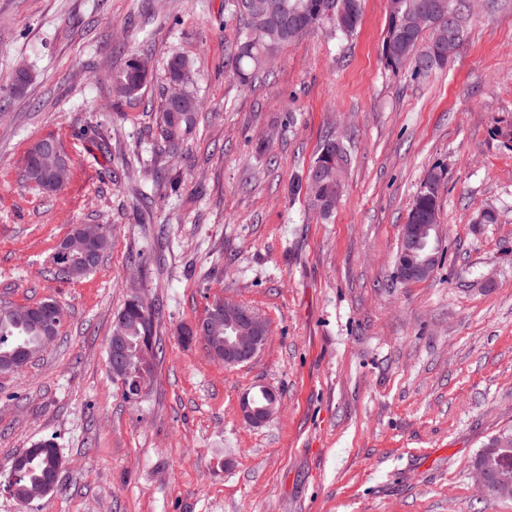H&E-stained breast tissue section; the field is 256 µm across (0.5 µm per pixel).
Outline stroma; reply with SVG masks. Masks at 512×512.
<instances>
[{
  "label": "stroma",
  "mask_w": 512,
  "mask_h": 512,
  "mask_svg": "<svg viewBox=\"0 0 512 512\" xmlns=\"http://www.w3.org/2000/svg\"><path fill=\"white\" fill-rule=\"evenodd\" d=\"M468 3L462 46L429 76L385 68L387 0H363L352 36L323 25L246 87L225 66L224 0H0V302L65 309L50 347L0 374V483L44 439L66 463L29 506L0 492V512H512L473 466L512 427V0ZM144 41L150 80L116 100L112 76ZM175 53L194 62L203 108L171 152L153 115ZM21 67L31 81L15 94ZM49 134L73 159L50 197L20 177ZM330 134L350 160L325 216L288 183ZM436 166L443 258L404 283L401 227ZM488 205L497 223H477ZM76 224L108 226L112 248L61 282L49 256ZM133 286L156 304L163 348L135 403L106 358ZM216 295L270 322L249 363L178 335ZM263 386L279 410L253 427L238 403Z\"/></svg>",
  "instance_id": "stroma-1"
}]
</instances>
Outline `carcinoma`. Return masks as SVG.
<instances>
[{
	"label": "carcinoma",
	"mask_w": 512,
	"mask_h": 512,
	"mask_svg": "<svg viewBox=\"0 0 512 512\" xmlns=\"http://www.w3.org/2000/svg\"><path fill=\"white\" fill-rule=\"evenodd\" d=\"M362 0H224V13L237 20V36L233 51L228 55L230 71L244 85L257 79L259 73L268 67V62L280 50L296 44L285 32L275 27H265L259 22V14L269 8V4L281 8L290 15H296L312 28L324 23L330 24L341 36H351L357 30L362 16ZM416 0H388L387 23L381 45V55L385 67L395 75L409 74L415 78L445 66L448 63V46L440 47L433 42V33L417 31L409 41L405 40V28L412 20V8ZM151 52L142 45L131 54L122 69L112 76L113 95L119 100L138 97L146 87L149 74L141 68L138 60L145 59ZM167 82L181 84L183 91L173 101L164 97L161 107L154 113V122L160 137L172 150L180 148L195 131L199 112L202 108L197 94V76L194 63L189 58L171 55L166 63ZM348 160L344 146H336V139L324 140L317 157L309 166L305 177L289 183L291 196L305 195L310 204L323 214L333 207L326 202H336V162ZM48 159H38L32 150H27L22 168V180L34 189H40L38 169L47 164ZM119 313L126 315L125 336L129 342V362L126 373V386L132 388L136 379L143 373H155L161 358L162 348L154 342V352L145 357L140 354L139 339L144 335L141 324L142 314L152 317L154 307L143 310L125 301ZM44 335L42 323L27 311L25 304L0 303V362L15 359L26 348ZM512 438L508 429L488 440L476 458V463L488 469L489 479L496 482L500 470L512 468V453L495 450L499 440ZM49 450L35 452L28 456L24 467L15 482L14 499L25 498L28 488L44 482L51 471L55 444L47 441Z\"/></svg>",
	"instance_id": "obj_1"
}]
</instances>
